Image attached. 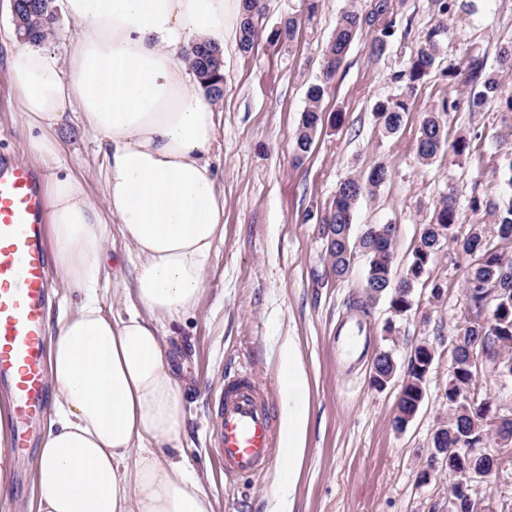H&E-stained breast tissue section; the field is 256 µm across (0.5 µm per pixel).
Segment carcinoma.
I'll use <instances>...</instances> for the list:
<instances>
[{
  "instance_id": "cac0c4a2",
  "label": "carcinoma",
  "mask_w": 512,
  "mask_h": 512,
  "mask_svg": "<svg viewBox=\"0 0 512 512\" xmlns=\"http://www.w3.org/2000/svg\"><path fill=\"white\" fill-rule=\"evenodd\" d=\"M435 12L446 17L450 13L466 11L467 0H431ZM15 31L21 40L42 43L52 33L58 21L55 0H16L12 7ZM262 9L258 0H243L242 18L238 32L239 49L250 52L262 27ZM377 25L370 53L379 59L388 49L396 24L390 12L389 0H373L371 10L360 13L354 9L342 11L336 22L331 39L322 53L323 76L311 84L306 92L307 105L302 113L297 130L295 151L297 157L307 154L314 143L319 126L324 118L321 104L329 94L330 80L343 64L350 45L365 27ZM298 21L289 17L272 32L275 41L289 44L294 41ZM441 26L429 29L411 56L409 67L399 76L405 93L376 104L375 118L382 130L394 135L400 129L409 101L421 84L434 71L437 61L438 40ZM186 62L193 71L207 98L214 104L224 96V51L212 41H196L186 55ZM500 70L489 71L484 61L477 57L469 60L466 80L471 84L468 105L479 111L492 102L505 103L506 111L512 112V96L502 97L500 72L512 71V42L499 50ZM448 101L426 113L420 126L417 140V157L427 166L438 155L452 150L464 155L470 150L471 140L459 136L448 141L446 116ZM388 178L383 166H375L362 176H350L339 183L329 210L321 219V232L326 241V255L332 277L342 278L350 270L354 257L362 253L367 257L364 298L354 303V308L363 318L370 316L372 305L381 297L390 300V306L403 315L415 304V289L428 274L435 256L445 246H452L469 260L466 284L470 285L471 313L473 318L465 329L464 339L455 341L454 367L448 380V420L434 431L431 448L448 452V476L464 469L484 471L492 468L490 457L480 452L494 439L491 434L490 410L481 405L463 406L456 398L469 389L477 377L479 356L493 363L512 342V276L503 275V268L512 269V257L497 249L490 242L494 236L512 243V196L499 202L482 200L475 196L471 200L474 208L483 207L494 218L492 227L472 224L462 229L454 193H448L435 205L430 220L420 225L416 243L408 265L399 280L393 279V247L396 227L393 224H369L358 237L352 234L353 208L366 192L380 187ZM497 312L495 328L488 330L478 320L486 307ZM425 346L414 348L406 372L407 384L401 387L392 427L398 432L405 430V418L419 410L421 398L426 396L429 370L425 359ZM372 364L383 377L396 374L397 363L388 349L377 347Z\"/></svg>"
}]
</instances>
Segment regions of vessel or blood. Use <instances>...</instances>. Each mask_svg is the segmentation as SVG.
<instances>
[{
	"label": "vessel or blood",
	"instance_id": "1",
	"mask_svg": "<svg viewBox=\"0 0 512 512\" xmlns=\"http://www.w3.org/2000/svg\"><path fill=\"white\" fill-rule=\"evenodd\" d=\"M42 177L30 165L0 155V380L11 403L14 447L26 445L24 423L42 412L49 336L45 310L50 288ZM275 404L251 374L224 378L216 414L213 456L226 480L265 471L277 453Z\"/></svg>",
	"mask_w": 512,
	"mask_h": 512
}]
</instances>
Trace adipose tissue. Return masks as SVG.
Segmentation results:
<instances>
[{
    "label": "adipose tissue",
    "instance_id": "adipose-tissue-1",
    "mask_svg": "<svg viewBox=\"0 0 512 512\" xmlns=\"http://www.w3.org/2000/svg\"><path fill=\"white\" fill-rule=\"evenodd\" d=\"M240 0H63L81 29L58 60L27 44L6 58L27 146L60 165L53 130L78 112L107 156L106 210L82 182L45 184L52 263L83 295L51 332L50 428L39 450L36 512H215L202 478L162 454L185 433V393L164 328L194 311L212 251L224 236V196L210 153L218 123L184 57L192 39L223 42ZM134 268L124 314L97 294L106 219ZM280 505L292 503L309 418L299 349L282 351Z\"/></svg>",
    "mask_w": 512,
    "mask_h": 512
}]
</instances>
